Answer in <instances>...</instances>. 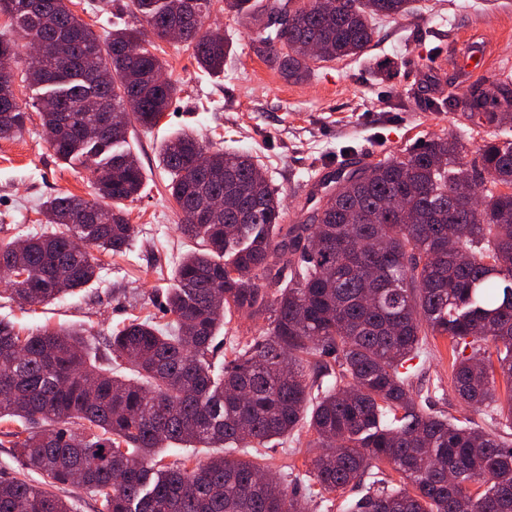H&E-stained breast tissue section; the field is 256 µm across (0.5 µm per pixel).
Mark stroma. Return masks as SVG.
<instances>
[{
  "label": "stroma",
  "mask_w": 512,
  "mask_h": 512,
  "mask_svg": "<svg viewBox=\"0 0 512 512\" xmlns=\"http://www.w3.org/2000/svg\"><path fill=\"white\" fill-rule=\"evenodd\" d=\"M126 2L72 0V9L105 37L113 27L135 25ZM251 2L231 15L224 0H213L210 24L223 32L228 46L223 72L203 73L186 43L155 44L165 77L180 84L181 92L159 126L149 132L134 128L127 136L145 176L140 196L127 206L130 246L119 255L98 253L97 280L55 303L29 307L0 296V320L25 332L77 326L89 335L110 333L134 317L167 322L163 296L192 246L178 230L182 214L158 162L164 144L178 133L203 135L213 151L252 152L281 192L285 223L293 224L311 186L355 161L397 155L446 134L473 148L481 136L449 110V98L473 83L512 74V0H415L413 13L379 22L367 54L320 63L301 83L284 80L260 51L255 36L268 21L266 0ZM29 54L22 48L12 65L16 94L30 107L29 120L21 136L0 140V240L5 242L40 231L39 206L48 197L97 199L89 171L59 158L47 142L32 107L40 91L20 79ZM452 361L448 338L429 336L405 364L419 408L512 444L507 420L512 391L505 381H496L494 403L469 407L452 386ZM319 452L314 432L303 423L288 436L226 454L276 473L297 492L301 512H350L366 494L400 481L385 466L369 471L360 485L322 491L309 469Z\"/></svg>",
  "instance_id": "1"
}]
</instances>
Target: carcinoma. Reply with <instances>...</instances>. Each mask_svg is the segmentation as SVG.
Segmentation results:
<instances>
[{
    "instance_id": "1",
    "label": "carcinoma",
    "mask_w": 512,
    "mask_h": 512,
    "mask_svg": "<svg viewBox=\"0 0 512 512\" xmlns=\"http://www.w3.org/2000/svg\"><path fill=\"white\" fill-rule=\"evenodd\" d=\"M71 0H0L26 43H41L42 63L25 70L43 90L35 107L56 155L90 172L96 206L74 195L43 205L47 230L21 246L0 242V267L14 269L9 298L48 304L98 278L97 248L126 250L131 225L122 205L144 186L136 156L122 149L129 128L157 127L181 92L163 75L151 38L177 27L199 67L224 70V36L205 30L211 0H129L137 19L105 41L75 15ZM413 0H299L293 23L258 34L266 57L289 82L316 64L366 54L376 20L411 12ZM314 43L321 56L304 46ZM17 54L0 38V73ZM112 73L101 85L95 69ZM108 101L112 132L85 135L100 116L89 96ZM450 107L471 124H512V97H481L474 87ZM27 112L13 82L0 81V140L23 131ZM184 132L163 146L159 164L195 241L165 294V326L132 319L104 339L128 373L103 365L77 328L27 335L0 320V422L14 455L45 478L0 479V512H72L59 493L86 490L104 512H298V499L260 465L213 455L160 465L168 446L249 448L293 431L314 383L304 364L336 356L338 379L313 405L309 426L324 451L310 464L326 492L388 465L398 489L361 498L356 512H512V444L421 411L399 368L423 337L446 336L458 397L480 407L495 378L477 352L493 347L499 375L512 383V140L465 146L438 136L400 156L359 161L336 172V193L306 217L283 223L280 191L247 151L212 153ZM224 197L212 221L195 209ZM278 286L271 297L261 278ZM238 314L267 332L221 366L214 340Z\"/></svg>"
}]
</instances>
